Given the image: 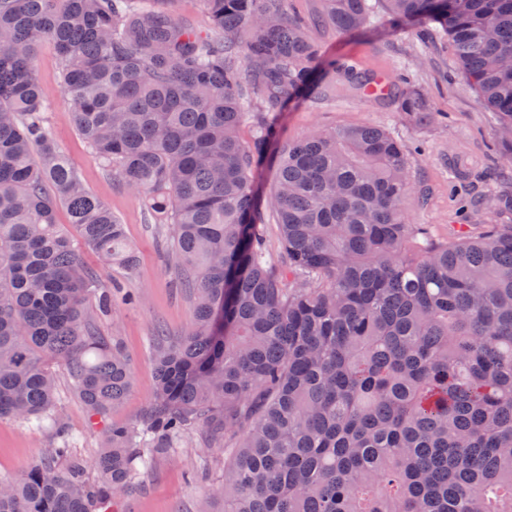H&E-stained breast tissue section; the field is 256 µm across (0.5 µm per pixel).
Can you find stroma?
Wrapping results in <instances>:
<instances>
[{
    "instance_id": "1",
    "label": "stroma",
    "mask_w": 512,
    "mask_h": 512,
    "mask_svg": "<svg viewBox=\"0 0 512 512\" xmlns=\"http://www.w3.org/2000/svg\"><path fill=\"white\" fill-rule=\"evenodd\" d=\"M369 2L371 10L358 29L345 34L314 30L330 91L312 102L290 103L279 113L275 122L279 143L330 128L380 127L406 145L410 177L425 190L424 198L413 196L404 203L410 223L429 229L439 242L466 229L482 232L492 221L512 224V138L503 136L499 115L482 106L475 88L462 78L445 31L437 25L395 22L385 0ZM58 67L53 45L41 43L37 71L52 101L49 120L54 140L85 187L125 225L138 249L135 274L120 279L122 288L136 295V303L102 317L99 323L104 335L119 334L134 367L130 395L112 409L107 420L135 423L154 400L155 329L164 327L169 340H178L190 325L192 308L168 267L165 234L153 224L142 196L97 164L77 133ZM351 71L384 75L393 82L407 79L427 93L434 106L432 116L415 122L400 112L394 98H364L347 78ZM55 414L76 435V455L85 467H92L101 451L102 428L90 424L61 365L56 368ZM54 437L50 424L33 429L0 420V479L18 476ZM223 482V453L207 452L197 438L174 453H154L151 468L132 489L114 498L113 510L224 512L223 499L215 495Z\"/></svg>"
}]
</instances>
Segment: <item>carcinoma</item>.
<instances>
[{
  "mask_svg": "<svg viewBox=\"0 0 512 512\" xmlns=\"http://www.w3.org/2000/svg\"><path fill=\"white\" fill-rule=\"evenodd\" d=\"M156 2L0 0V419L56 424L48 359L92 416L133 384L120 337L96 329L116 301L83 251L123 276L138 252L53 140L41 41L92 156L170 226L192 300L185 336L152 345L149 414L105 430L97 482L59 426L4 480L0 512H109L149 465L143 449L171 452L198 427L234 448L224 512H512V224L434 242L403 211L405 146L376 126L277 145L269 116L325 93L321 47L289 0H200L207 30ZM325 2L318 23L337 33L365 18L366 0ZM386 2L448 33L511 137L512 0ZM398 102L431 113L420 89Z\"/></svg>",
  "mask_w": 512,
  "mask_h": 512,
  "instance_id": "carcinoma-1",
  "label": "carcinoma"
}]
</instances>
